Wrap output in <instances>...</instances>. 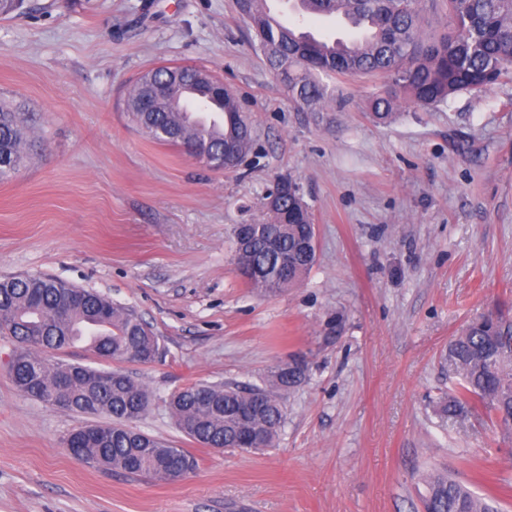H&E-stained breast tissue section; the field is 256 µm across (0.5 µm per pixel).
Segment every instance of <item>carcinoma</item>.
Instances as JSON below:
<instances>
[{"label":"carcinoma","instance_id":"carcinoma-1","mask_svg":"<svg viewBox=\"0 0 512 512\" xmlns=\"http://www.w3.org/2000/svg\"><path fill=\"white\" fill-rule=\"evenodd\" d=\"M261 2L236 0L288 99L310 112L336 101V87L323 82L324 76H381L388 89L369 100L379 122L391 118L399 93L433 107L512 76V0H446L448 28L431 40L421 36L425 17L419 0H344L356 35L333 42L303 30L301 22L306 14L325 15L335 0H294L291 11L299 19L288 23L269 18ZM219 83L202 68L158 66L133 84L126 109L158 143L204 146L220 156L224 141L236 135L242 157L251 148V135L241 133V126L231 127L225 119L217 131L201 130L170 108L175 92L186 90L192 99L206 101ZM32 131L28 117L0 104V179L25 162ZM257 228L248 285L274 291L300 282L316 261V243L313 216L299 192L281 196L270 219ZM82 323L99 328L87 342L95 360L146 364L159 348V338L135 310L96 291L43 275L0 279V331L24 343L9 368L15 387L45 404L64 401L78 416L105 418L71 429L65 448L108 470L169 482L186 477L197 466L193 456L131 426L152 400L146 387L118 368L51 363L40 356L68 343L72 328ZM445 359L459 383L440 405L441 413L462 419L468 407L480 405L512 427V323L491 314L470 322L448 342ZM306 378V364L293 360L275 366L259 385L193 383L171 394L168 412L182 434L204 447L235 449L238 439L253 435L260 451L274 446L286 420V396ZM425 484L423 512H494L446 471L427 474Z\"/></svg>","mask_w":512,"mask_h":512}]
</instances>
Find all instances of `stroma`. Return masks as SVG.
<instances>
[{"instance_id": "stroma-1", "label": "stroma", "mask_w": 512, "mask_h": 512, "mask_svg": "<svg viewBox=\"0 0 512 512\" xmlns=\"http://www.w3.org/2000/svg\"><path fill=\"white\" fill-rule=\"evenodd\" d=\"M220 78L251 127L238 169L145 137L125 110L146 70ZM343 106L291 103L236 0H24L0 16V100L31 113L28 161L0 181V278L41 274L132 307L161 354L121 368L153 401L137 428L185 449L176 482L73 458L76 415L19 392L0 335V512H421L448 470L512 512V432L485 410L441 416L459 379L448 342L512 321V80L376 123V76L332 77ZM297 181L316 231L303 280L266 293L232 261L229 229L269 217ZM309 367L275 447H204L166 401L189 383H260Z\"/></svg>"}]
</instances>
